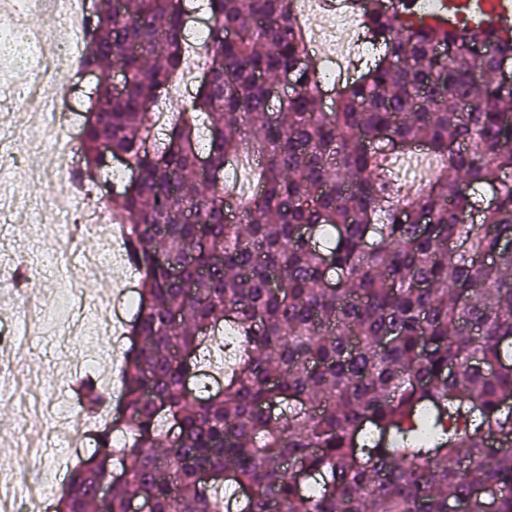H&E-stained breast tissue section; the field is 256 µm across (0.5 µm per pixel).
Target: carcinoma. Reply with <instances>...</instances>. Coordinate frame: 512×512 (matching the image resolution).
Returning a JSON list of instances; mask_svg holds the SVG:
<instances>
[{
	"mask_svg": "<svg viewBox=\"0 0 512 512\" xmlns=\"http://www.w3.org/2000/svg\"><path fill=\"white\" fill-rule=\"evenodd\" d=\"M291 2L203 0L197 47L183 0L91 3L80 67L128 81L96 86L75 172L106 190L140 290L127 419L54 512H512V25L352 0L376 54L326 111ZM194 52L209 79L154 139ZM102 138L138 181L111 182ZM214 348L224 387L195 391ZM78 404L112 401L88 384Z\"/></svg>",
	"mask_w": 512,
	"mask_h": 512,
	"instance_id": "carcinoma-1",
	"label": "carcinoma"
}]
</instances>
